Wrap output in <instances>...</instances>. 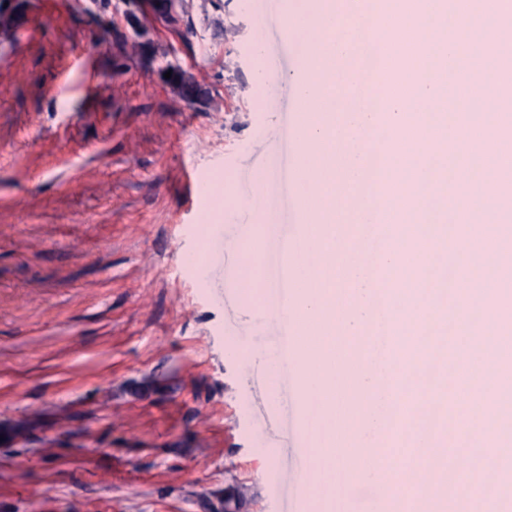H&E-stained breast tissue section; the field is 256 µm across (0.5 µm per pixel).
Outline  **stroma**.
Segmentation results:
<instances>
[{
  "mask_svg": "<svg viewBox=\"0 0 512 512\" xmlns=\"http://www.w3.org/2000/svg\"><path fill=\"white\" fill-rule=\"evenodd\" d=\"M116 2L29 0L0 36V512H221L234 480L248 512H318L295 399L271 409L270 368L240 370L242 345L278 336L251 328L241 254L216 283L187 263L216 226L248 235L224 213L254 171L294 222L291 103L254 79L259 2L230 0L220 37L145 22L159 57L121 61L101 41L131 32ZM167 64L211 105L178 102Z\"/></svg>",
  "mask_w": 512,
  "mask_h": 512,
  "instance_id": "35a3bbf8",
  "label": "stroma"
}]
</instances>
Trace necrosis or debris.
Instances as JSON below:
<instances>
[{
	"label": "necrosis or debris",
	"instance_id": "obj_1",
	"mask_svg": "<svg viewBox=\"0 0 512 512\" xmlns=\"http://www.w3.org/2000/svg\"><path fill=\"white\" fill-rule=\"evenodd\" d=\"M458 268L447 243H439L429 255L418 278L419 300L433 306L435 316L411 326L408 340L425 350L424 359L401 361L390 358L388 383L396 404L389 411L391 453L403 463L408 482L406 497H414V483L421 468L415 446L418 428L447 430L455 456L466 459L467 467L449 483L450 496L471 505L488 499L500 512H512V489L490 481V473L512 463V457L482 449L485 428L476 408L478 401L496 392L491 380L462 385L456 363L448 355V343L456 339L458 322L453 313V294ZM349 470L344 463L324 467L317 487L321 512H346L344 489Z\"/></svg>",
	"mask_w": 512,
	"mask_h": 512
}]
</instances>
